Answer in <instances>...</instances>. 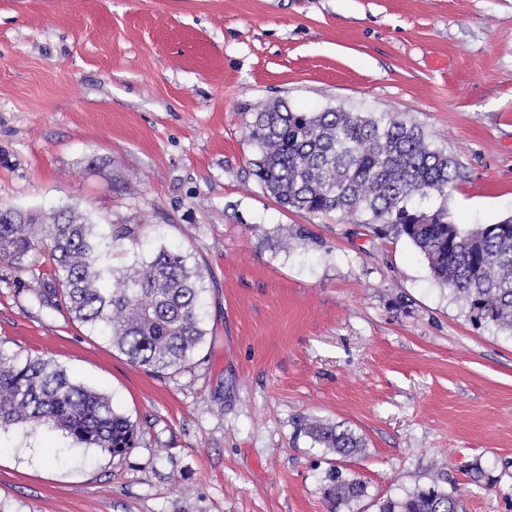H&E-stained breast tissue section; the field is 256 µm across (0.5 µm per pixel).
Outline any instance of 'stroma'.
Masks as SVG:
<instances>
[{
    "instance_id": "stroma-1",
    "label": "stroma",
    "mask_w": 512,
    "mask_h": 512,
    "mask_svg": "<svg viewBox=\"0 0 512 512\" xmlns=\"http://www.w3.org/2000/svg\"><path fill=\"white\" fill-rule=\"evenodd\" d=\"M274 101L401 116L462 173L422 208L512 215V0H0V209L136 226L115 267L181 251L209 331L150 375L41 304L48 246L0 261V351L62 365L138 430L120 456L0 431V512H327L304 416L366 440L351 512L431 477L466 512H512V337L405 238L264 192L245 132Z\"/></svg>"
}]
</instances>
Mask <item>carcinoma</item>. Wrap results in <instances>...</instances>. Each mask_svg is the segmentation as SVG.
<instances>
[{"mask_svg":"<svg viewBox=\"0 0 512 512\" xmlns=\"http://www.w3.org/2000/svg\"><path fill=\"white\" fill-rule=\"evenodd\" d=\"M247 141L262 188L284 207L310 214L370 215L368 224L407 238L431 277L463 303L477 326L512 336V219L470 229L427 212L416 198L448 195L459 177L453 159L431 147L413 124L390 115L342 109L299 112L284 102L254 106ZM50 245L57 286L41 301L64 306L128 360L152 375L190 362L207 330L201 317V273L186 258L161 249L119 269L105 262V237L75 208L46 218L0 211V260L27 268ZM24 435L44 427L77 445L110 455L135 447L134 424L106 393L73 380L51 359L20 360L0 352V429ZM298 430L329 454L364 452L366 440L342 422L305 417ZM328 512H343L368 496L365 482L339 465L326 472ZM378 512H464L461 500L433 479L402 497L377 501Z\"/></svg>","mask_w":512,"mask_h":512,"instance_id":"carcinoma-1","label":"carcinoma"}]
</instances>
